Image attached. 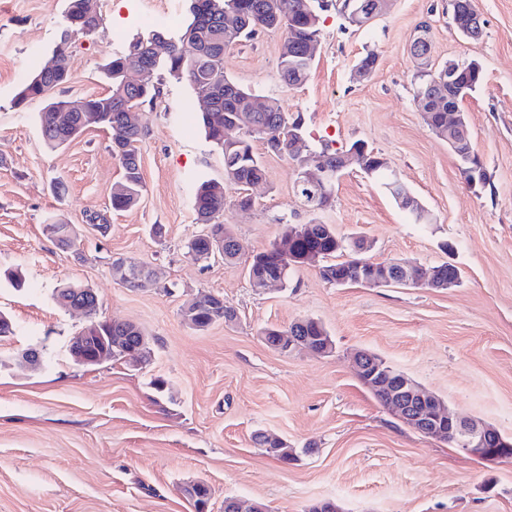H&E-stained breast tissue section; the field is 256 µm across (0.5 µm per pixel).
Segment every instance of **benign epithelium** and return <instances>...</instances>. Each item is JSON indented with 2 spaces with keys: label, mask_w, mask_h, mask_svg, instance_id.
Here are the masks:
<instances>
[{
  "label": "benign epithelium",
  "mask_w": 512,
  "mask_h": 512,
  "mask_svg": "<svg viewBox=\"0 0 512 512\" xmlns=\"http://www.w3.org/2000/svg\"><path fill=\"white\" fill-rule=\"evenodd\" d=\"M386 0H375L373 12L366 14L361 5H356L351 14L345 15V20L352 26L365 27L373 22L383 11ZM449 147L458 155L467 157L463 147L468 144V129L462 113L448 108ZM374 153L368 146L359 143L345 153L342 164L334 172L317 163L299 170L298 183L308 190L311 196L327 184L338 178L339 173L352 164L362 168L367 167ZM47 235L53 239L58 248L64 253H76L75 233L72 225L66 224L63 229L48 226ZM393 267L403 270L405 283L428 288H451L459 283V278L448 276L443 278L439 268L433 266L425 271L412 263L387 261L381 265L383 275L376 274L360 277L355 284L365 287H382L390 282L389 271ZM88 298L78 296L74 299L64 298L62 302L70 310L87 313L98 305V299L92 290H87ZM86 337H74L69 346L73 358L84 364L94 363L98 358L85 351ZM357 374L366 379L373 390L387 401L392 410L417 432L437 440L445 438L455 442L464 453L480 460L512 459V442L504 439L495 428L473 421L460 419L449 411L445 402L439 397L425 392L412 378L401 370L388 364L382 358L368 351H358L354 355ZM490 437L499 440V447L485 448L483 444Z\"/></svg>",
  "instance_id": "7a95c632"
}]
</instances>
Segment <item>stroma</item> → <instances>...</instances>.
Returning <instances> with one entry per match:
<instances>
[{"label":"stroma","mask_w":512,"mask_h":512,"mask_svg":"<svg viewBox=\"0 0 512 512\" xmlns=\"http://www.w3.org/2000/svg\"><path fill=\"white\" fill-rule=\"evenodd\" d=\"M473 4L484 22L476 40L456 31L450 0H391L363 29L328 9L310 75L296 88L280 76V32L227 49L225 75L302 116L312 150L366 143L433 221L411 223L357 167L336 182L331 207L308 211L295 193V163L257 140L267 176L250 189L252 207L235 206L237 188L226 186L221 221L238 255L198 263L185 248L202 230L195 191L201 180H223L224 160L205 138L203 105L188 82L160 75L159 97L140 108L142 198L113 211L121 167L110 131L92 128L52 149L40 133L42 101L13 103L50 60L66 0H0V312L14 327L0 338V512H195L181 488L198 480L213 491L208 512H224L230 497L261 502L266 512H308L328 500L340 512H512V459L481 461L416 432L363 385L352 361L373 352L460 418L512 438V0ZM98 7L99 26L72 48L63 91L73 100L108 93L105 64L137 33H177L189 0ZM423 22L432 67H483L482 86L461 110L489 186L466 181L424 120L410 51ZM368 54L375 69L357 80ZM55 222L75 225L78 255L45 233ZM309 223L367 238L375 262L452 264L460 284L336 286L304 265L285 288H252V256L284 225ZM118 257L147 263L155 281L125 288L112 275ZM8 270L21 271L22 288L5 278ZM67 282L93 289L98 319L138 325L151 339L148 361L77 364L69 343L87 320L56 302ZM201 292L222 294L236 320L193 329L181 309ZM300 318L325 326L331 355L266 344L263 328ZM31 347L42 352L34 371L16 361ZM156 377L164 391L152 386ZM258 432L287 441L298 462L269 456L253 441Z\"/></svg>","instance_id":"stroma-1"}]
</instances>
